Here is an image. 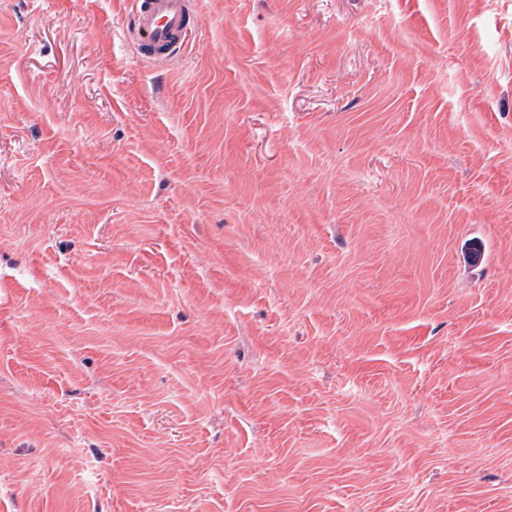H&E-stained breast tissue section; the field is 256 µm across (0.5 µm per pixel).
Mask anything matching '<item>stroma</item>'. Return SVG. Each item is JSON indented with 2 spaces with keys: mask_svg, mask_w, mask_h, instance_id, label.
Instances as JSON below:
<instances>
[{
  "mask_svg": "<svg viewBox=\"0 0 512 512\" xmlns=\"http://www.w3.org/2000/svg\"><path fill=\"white\" fill-rule=\"evenodd\" d=\"M0 0V512H512V0ZM129 43L143 59L171 68L180 60L200 20L194 0H124Z\"/></svg>",
  "mask_w": 512,
  "mask_h": 512,
  "instance_id": "1",
  "label": "stroma"
}]
</instances>
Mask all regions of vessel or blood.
Listing matches in <instances>:
<instances>
[{"label":"vessel or blood","mask_w":512,"mask_h":512,"mask_svg":"<svg viewBox=\"0 0 512 512\" xmlns=\"http://www.w3.org/2000/svg\"><path fill=\"white\" fill-rule=\"evenodd\" d=\"M129 41L143 59L161 67L177 64L199 29L195 0H126Z\"/></svg>","instance_id":"vessel-or-blood-1"}]
</instances>
